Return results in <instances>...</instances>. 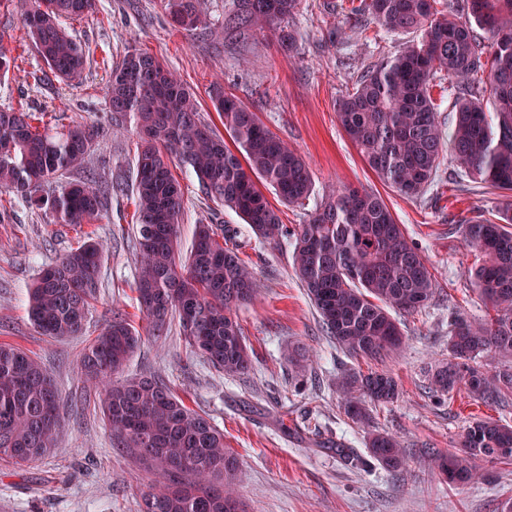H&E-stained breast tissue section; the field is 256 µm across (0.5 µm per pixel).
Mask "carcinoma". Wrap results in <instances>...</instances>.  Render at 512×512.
<instances>
[{"label": "carcinoma", "mask_w": 512, "mask_h": 512, "mask_svg": "<svg viewBox=\"0 0 512 512\" xmlns=\"http://www.w3.org/2000/svg\"><path fill=\"white\" fill-rule=\"evenodd\" d=\"M94 0H32L22 28L49 71L69 82L82 80L85 45L62 25L88 14ZM301 0H234L224 14V38L247 42L270 31L293 50L285 22ZM351 12L367 16L388 33L413 39L370 67L337 102L338 121L365 163L399 192L418 194L437 175L443 153L475 182L501 192L498 221L463 225L478 252L472 289L493 311L481 323L462 317L451 324L448 361L431 370L433 390L465 388L483 402L512 397V365L483 371L477 358L512 359V0H359ZM174 23L207 29L201 0H172ZM454 81L455 122L443 135L432 97L438 78ZM112 125L131 122L140 139L136 177L135 273L137 301L148 335L168 333L178 320L191 351L226 375H244L253 364L237 320V306L258 293L253 269L213 224L196 225L186 260L180 261L177 228L183 193L169 156L197 178L208 198L234 211L259 242L294 239L292 266L319 313L327 335L355 359L381 360L400 349L402 333L388 308L414 313L436 293L432 273L388 206L375 193L340 188L305 224L293 229L280 217L257 182L270 186L284 204L309 197L311 173L303 156L271 132L257 113L216 87L213 105L233 141L200 115L193 94L146 51L127 52L112 67L105 89ZM42 112L0 110V193L48 211L57 224L95 223L112 190L83 164L103 140L96 126H53ZM77 179L61 181L72 171ZM102 247L82 241L40 269L29 293V315L52 338L78 336L96 297ZM142 341L121 314H112L81 355L77 372L102 395V412L113 442L156 472L143 512H245L236 490L237 459L224 433L154 377L119 379ZM345 414L356 423L372 419L366 403H394L400 389L384 371L350 369L336 378ZM60 421L49 372L25 351L0 344V460L27 466L47 454ZM512 426L475 420L462 450L432 463L450 482L476 475L479 459L512 464ZM355 466L399 469L406 456L400 440L371 433L365 455L336 445Z\"/></svg>", "instance_id": "obj_1"}]
</instances>
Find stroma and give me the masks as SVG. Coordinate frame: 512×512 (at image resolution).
I'll list each match as a JSON object with an SVG mask.
<instances>
[{
    "label": "stroma",
    "instance_id": "35a3bbf8",
    "mask_svg": "<svg viewBox=\"0 0 512 512\" xmlns=\"http://www.w3.org/2000/svg\"><path fill=\"white\" fill-rule=\"evenodd\" d=\"M326 3L302 0L288 21L296 38L289 52L270 33L245 43L225 42L224 14L233 0H205L209 35L203 39L173 26L169 0H96L93 13L65 23L90 52L83 79L67 84L45 78L46 67L21 27L25 0H0V44L11 59L8 74L0 76V109L42 112L60 126L107 129L87 163L102 176L133 184L139 138L131 128L110 129L103 89L113 64L141 49L178 74L209 123L222 124L212 96L215 87H223L305 157L310 196L301 205L278 204L282 224L307 223L339 186L381 195L427 259L437 293L418 312L396 313L405 346L377 363L354 360L329 339L293 270L290 240L275 247L259 244L234 212L201 193L190 171L171 163L184 193L181 248L190 246L198 219L208 215L257 273L258 298L237 310L254 367L237 376L216 370L192 353L175 324L160 338L144 334L122 375L159 377L223 431L237 457L236 482L247 512H500L512 499V464L477 461L475 481L452 485L433 475L430 460L458 450L472 420L512 425V404L488 406L463 391L448 397L434 392L428 381L431 368L448 358L452 321L488 314L471 287L476 251L463 226L496 218L499 197L447 156L434 182L413 197L385 184L367 166L338 122L336 102L407 38L375 23L362 28L341 9L329 14ZM0 201L9 213L8 222L0 223V343L42 363L62 406L50 453L23 468L0 461V512H142L154 475L147 464L113 447L99 396L76 372L85 346L113 313H122L136 329L145 327L133 287L132 201L126 195L112 198L93 224V237L103 248L99 292L82 335L62 338L41 335L33 326L28 291L40 269L77 247L83 236L21 200L5 194ZM297 353L309 357L300 375L288 364L289 355ZM351 368L387 371L401 388L398 400L374 411L366 424L353 423L338 403L336 377ZM311 417L325 436L360 451L368 432L393 433L407 450L406 463L395 471L350 467L320 447L307 428Z\"/></svg>",
    "mask_w": 512,
    "mask_h": 512
}]
</instances>
